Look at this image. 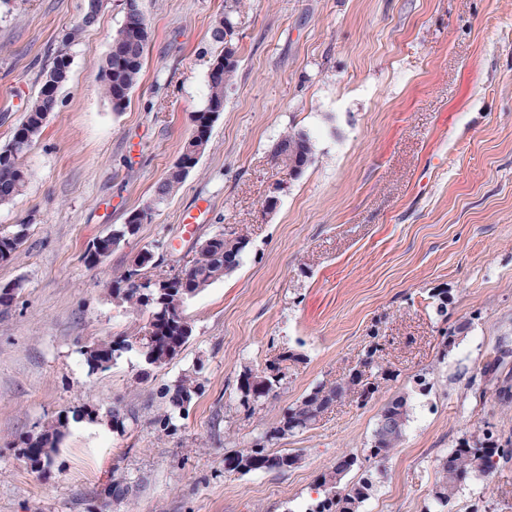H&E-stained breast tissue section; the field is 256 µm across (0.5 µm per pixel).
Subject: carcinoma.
<instances>
[{
	"label": "carcinoma",
	"mask_w": 512,
	"mask_h": 512,
	"mask_svg": "<svg viewBox=\"0 0 512 512\" xmlns=\"http://www.w3.org/2000/svg\"><path fill=\"white\" fill-rule=\"evenodd\" d=\"M244 7V0H224V12L219 14L211 28L212 40L222 46L217 59L222 61L218 70L208 74V97L203 109L189 114L192 125L190 138L183 145L179 161L169 168L156 185L149 202L132 210L127 220L112 233L96 238L104 250L118 246L121 241L138 233L140 226L153 218L154 213L171 197L188 173L193 170L205 153L214 118L224 111L226 92L232 84L238 66V43L234 33L224 31V21L237 22ZM131 21L123 20L112 34L109 53L99 68L101 90L112 103L115 112L122 111L131 90L137 85L143 70L145 49L132 50L130 42ZM87 25L77 21L65 32L62 48L58 51L49 73L38 94L34 97L23 118L14 128L8 145L0 148V205L12 202L26 188L30 173L22 165L25 155L42 132L47 116L57 105V90L67 78L70 66L68 46L79 39ZM288 153L300 177L315 161L312 137L303 130L284 133L275 145L273 159ZM21 230H30L28 224H16L13 229L0 233V261L7 262L17 253L25 238L18 237ZM249 241L234 233H219L201 244L192 264L181 276L162 277L139 283L134 279L150 262L149 252L137 256L129 267L112 280V297L128 305L134 311L148 313L147 322L132 336L112 342H101L84 351L85 361L91 370H105L122 350L136 348L146 364L161 366L172 360L188 342L193 333L191 323L184 317L182 305L214 282L233 273L240 265ZM293 359L283 353L281 362L265 369L244 371L237 390L240 405L250 414L255 413L259 402L268 397L285 376L281 363ZM199 383L193 376H183L167 390L169 403L176 409L187 408L197 394ZM357 393L361 401H367L373 388L362 384L359 373L337 384L321 383L302 400L289 406L275 426L249 448H243L224 456V471L247 474L253 471L286 472L297 467L302 460L298 453L274 452L268 444L287 436L303 432L315 426L334 404L350 393ZM409 418L408 396L398 395L383 408L373 433L371 446L365 449L368 460H383L397 448ZM68 425V420L56 419L44 427L37 436L19 440L22 455L31 467L41 473L54 465L57 443ZM512 459V443H499L490 431L473 442L465 441L439 460L441 478L432 489V499L441 509L455 499L461 486L471 474L494 469L501 460ZM358 464V458L349 454L336 459V463L322 475L324 498L317 501L309 512H359L368 499L372 483L367 479L344 482L345 477Z\"/></svg>",
	"instance_id": "cac0c4a2"
}]
</instances>
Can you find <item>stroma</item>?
<instances>
[{
  "instance_id": "stroma-1",
  "label": "stroma",
  "mask_w": 512,
  "mask_h": 512,
  "mask_svg": "<svg viewBox=\"0 0 512 512\" xmlns=\"http://www.w3.org/2000/svg\"><path fill=\"white\" fill-rule=\"evenodd\" d=\"M142 6L150 39L125 108L100 89L123 22L120 0H103L68 49L58 106L24 158V193L0 205V230L31 224L0 262V286L21 285L0 310V512H304L344 454L360 458L350 480L374 482L361 512H427L442 456L487 427L512 440V405L484 373L498 357L512 372V0H245L235 81L198 166L90 267L89 242L124 224L178 158L219 50L210 29L224 0ZM86 8L0 0V147ZM301 129L315 161L292 178L272 151ZM224 231L248 239L243 262L184 302L193 334L178 355L151 368L123 350L89 369L86 347L143 321L113 299L114 274L148 251L147 275L167 276ZM373 342L378 362L362 368ZM285 351L296 362L247 414L240 375ZM358 369L374 387L367 402L345 397L312 429L272 442L301 452L297 468L225 472V455L318 383ZM185 375L201 388L182 412L165 391ZM400 394L411 404L400 446L362 460ZM115 408L128 415L121 432ZM164 414L166 434L154 424ZM61 415L55 464L36 472L17 442ZM116 478L131 486L119 500ZM475 505L512 512V461L473 473L445 512Z\"/></svg>"
}]
</instances>
